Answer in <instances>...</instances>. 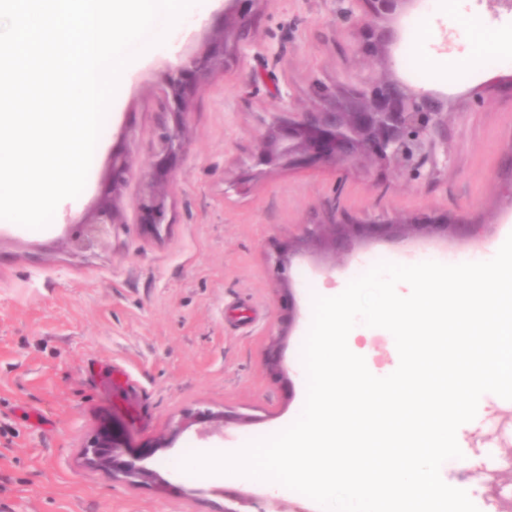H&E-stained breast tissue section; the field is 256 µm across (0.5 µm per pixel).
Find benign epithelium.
Returning <instances> with one entry per match:
<instances>
[{"mask_svg": "<svg viewBox=\"0 0 512 512\" xmlns=\"http://www.w3.org/2000/svg\"><path fill=\"white\" fill-rule=\"evenodd\" d=\"M223 21L216 26L212 47L175 67L162 90L165 111L182 115L189 112V97L200 74L224 64L228 53L249 40L252 33V6L255 0H228ZM370 23L366 27L363 48L383 57L395 41V30L387 25L411 0H362ZM312 108L302 112H276L267 127L254 167L236 182L245 185L266 167H336L360 164L379 170L393 169L414 177L433 174L448 164V153H439L448 141L447 101L430 92L417 91L387 76L371 79L336 92L324 86L313 91ZM183 151L182 123H163L157 134L152 171L143 180V193L136 202L140 222L155 229L170 223L171 164ZM131 174L128 158L112 155L110 188L104 190L92 214L72 220L70 244L77 252L94 251L112 237L122 223L112 203V193L125 184ZM479 224H460L451 215L427 214L384 222L364 223L356 217L331 213L324 219L302 225L300 237L288 250L305 247L327 249L340 259L350 253L360 237H430L442 235L461 240L475 239ZM225 414L199 413L200 435L224 432ZM156 447L147 446L128 459L121 458L112 441V433L103 431L84 448L88 464L112 472V478L130 485L153 480L166 481L143 462L154 455Z\"/></svg>", "mask_w": 512, "mask_h": 512, "instance_id": "1", "label": "benign epithelium"}]
</instances>
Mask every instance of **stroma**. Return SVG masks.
Masks as SVG:
<instances>
[{
    "label": "stroma",
    "instance_id": "stroma-1",
    "mask_svg": "<svg viewBox=\"0 0 512 512\" xmlns=\"http://www.w3.org/2000/svg\"><path fill=\"white\" fill-rule=\"evenodd\" d=\"M225 0L189 17L171 45L140 60L107 113L79 197L33 230L0 223V512H224L225 495L256 499L263 512L315 502L271 495L233 476L177 467L193 453H229L278 432L305 402L301 348L313 296L340 288L351 267L393 256L478 250L512 233V12L491 0H411L392 20L385 59L360 49L359 0H256L250 42L202 76L183 117L185 149L174 163L171 222L161 236L140 224L136 200L154 164L163 80L180 59L210 48ZM496 36L487 51L476 33ZM388 73L447 99L448 164L429 177L385 175L357 165L269 168L237 191L276 112H298L312 90L353 86ZM127 153L133 175L116 195L123 219L106 246L78 253L71 219L90 212L110 182L111 157ZM360 219L448 213L481 225L478 239L367 238L343 259L288 243L330 210ZM285 253L289 287L273 278L269 254ZM296 319L284 330L281 305ZM279 336L278 371L265 364ZM350 350L379 377L399 355L381 328ZM223 412V435L197 426L174 432L183 415ZM133 449L156 444L148 468L166 480L129 486L88 466L83 448L102 427Z\"/></svg>",
    "mask_w": 512,
    "mask_h": 512
}]
</instances>
